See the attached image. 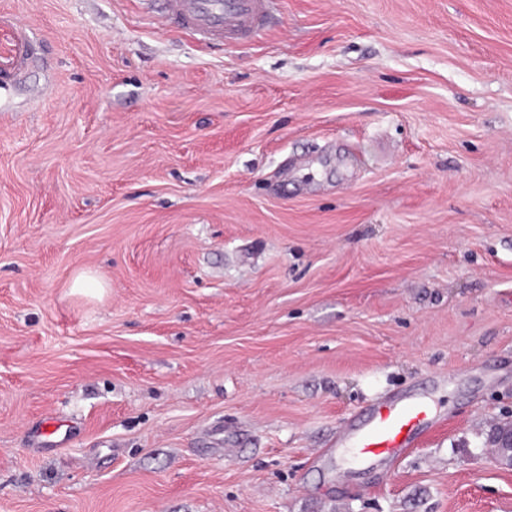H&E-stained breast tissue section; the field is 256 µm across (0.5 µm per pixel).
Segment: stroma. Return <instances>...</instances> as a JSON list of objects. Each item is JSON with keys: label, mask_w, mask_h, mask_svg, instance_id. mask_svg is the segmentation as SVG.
<instances>
[{"label": "stroma", "mask_w": 512, "mask_h": 512, "mask_svg": "<svg viewBox=\"0 0 512 512\" xmlns=\"http://www.w3.org/2000/svg\"><path fill=\"white\" fill-rule=\"evenodd\" d=\"M506 419L512 0H0V512H512ZM165 20L206 43L240 41L270 17L271 0H163ZM436 422L434 409L427 401H385L375 405L360 425L346 432L344 443L357 461L374 464L410 448L416 437ZM493 460L502 468L512 469V430L493 428L490 435Z\"/></svg>", "instance_id": "obj_1"}]
</instances>
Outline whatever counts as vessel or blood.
Instances as JSON below:
<instances>
[{
	"label": "vessel or blood",
	"instance_id": "1",
	"mask_svg": "<svg viewBox=\"0 0 512 512\" xmlns=\"http://www.w3.org/2000/svg\"><path fill=\"white\" fill-rule=\"evenodd\" d=\"M165 20L206 43L240 41L270 17L271 0H164ZM437 422L424 400L403 398L375 405L344 440L357 461L374 464L411 447Z\"/></svg>",
	"mask_w": 512,
	"mask_h": 512
}]
</instances>
